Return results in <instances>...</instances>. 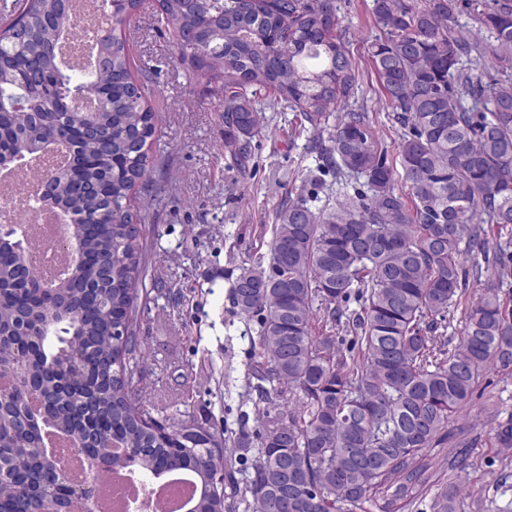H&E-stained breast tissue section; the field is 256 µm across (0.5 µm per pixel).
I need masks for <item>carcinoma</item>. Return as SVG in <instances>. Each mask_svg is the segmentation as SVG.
Wrapping results in <instances>:
<instances>
[{
    "mask_svg": "<svg viewBox=\"0 0 512 512\" xmlns=\"http://www.w3.org/2000/svg\"><path fill=\"white\" fill-rule=\"evenodd\" d=\"M15 0L0 17V165L55 146L66 166L33 178L25 208L70 218L80 251L59 281L31 258L25 225L0 236V367L20 371L0 401V512L65 502L75 482L44 449V432L91 437L101 472L150 480L190 474V512H361L386 488L379 512H400L429 481L432 450L491 368L512 372V236L494 260L466 270L465 252L488 255L485 225L512 227V0H487L480 27L492 48L455 33L459 0H373L383 35L369 57L406 129L399 168L378 151L365 113L350 109L329 133L331 113L354 96L356 64L339 31L336 0H158L157 23L175 40L189 77L224 93V141L245 164L243 143L271 108L295 107L309 143L337 176L367 192L314 211L299 196L276 214L268 262L243 269L232 288L238 313L257 318L251 375L264 399L283 385L296 404L268 420L252 472L239 481L218 431L162 424L138 398L144 355L137 340L141 252L133 202L146 185L158 124L150 71L130 54L126 28L142 0ZM34 34L21 38L16 30ZM491 51L503 79L483 85L464 62ZM468 95L472 106L465 105ZM29 100L17 108L16 98ZM409 190L412 205L397 192ZM482 284L465 303L461 336L436 316L460 306L467 279ZM359 308L349 310L350 298ZM354 333L350 342L337 335ZM42 402L25 429L27 390ZM495 445L512 449V420ZM442 465H473L451 445ZM450 485L433 512H457Z\"/></svg>",
    "mask_w": 512,
    "mask_h": 512,
    "instance_id": "cac0c4a2",
    "label": "carcinoma"
}]
</instances>
